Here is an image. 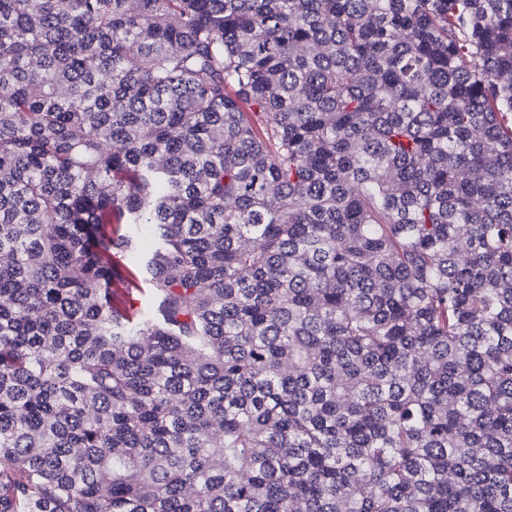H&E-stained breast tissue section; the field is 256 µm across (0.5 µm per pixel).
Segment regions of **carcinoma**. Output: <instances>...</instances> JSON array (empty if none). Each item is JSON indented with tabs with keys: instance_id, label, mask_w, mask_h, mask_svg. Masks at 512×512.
<instances>
[{
	"instance_id": "cac0c4a2",
	"label": "carcinoma",
	"mask_w": 512,
	"mask_h": 512,
	"mask_svg": "<svg viewBox=\"0 0 512 512\" xmlns=\"http://www.w3.org/2000/svg\"><path fill=\"white\" fill-rule=\"evenodd\" d=\"M507 115L512 0H0V512H512ZM142 273L122 254L112 255V304L120 309L148 310L153 306L149 286Z\"/></svg>"
}]
</instances>
